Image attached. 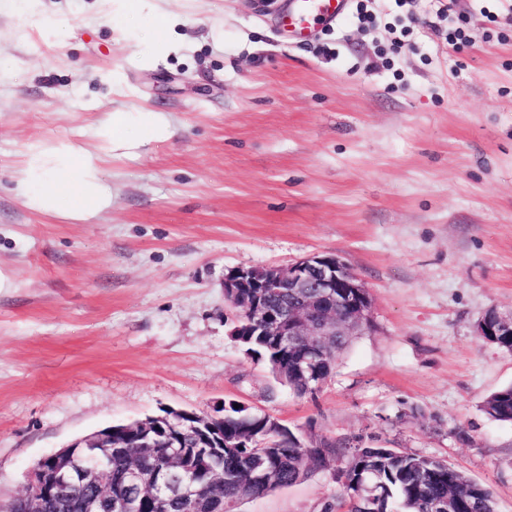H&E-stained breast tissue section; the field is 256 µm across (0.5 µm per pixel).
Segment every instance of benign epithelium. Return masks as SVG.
Returning <instances> with one entry per match:
<instances>
[{
	"instance_id": "1",
	"label": "benign epithelium",
	"mask_w": 512,
	"mask_h": 512,
	"mask_svg": "<svg viewBox=\"0 0 512 512\" xmlns=\"http://www.w3.org/2000/svg\"><path fill=\"white\" fill-rule=\"evenodd\" d=\"M285 291L290 303L271 307L274 292ZM224 297L235 309L234 332L247 327L260 336L275 337L281 354L276 366L283 378H299L308 389L321 387L324 349L332 336H360L372 324V298L361 279L349 266L331 254H313L285 267H239L224 276ZM480 336H511L512 309L488 308L476 324ZM224 417L215 411L199 415L175 410L149 416L122 430L137 436L143 454L170 448L173 470L162 475L154 470L132 467L126 475L134 493L112 498V481L102 479L104 461L112 456V427L92 437L39 458L27 472L25 494L0 502V512H12L22 502L25 512H57L64 501L63 487L78 484L87 489L81 502L83 512H141L147 500L157 499L177 488L196 503L197 489L181 483V458L174 448L177 433L189 432L208 440Z\"/></svg>"
}]
</instances>
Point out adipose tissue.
<instances>
[{"mask_svg": "<svg viewBox=\"0 0 512 512\" xmlns=\"http://www.w3.org/2000/svg\"><path fill=\"white\" fill-rule=\"evenodd\" d=\"M147 0H106L112 14L122 19L146 17L156 33L158 48H165L168 17ZM167 118L158 112L130 115L116 112L94 127L91 136L100 146L94 152L69 139L52 145L36 143L26 151L15 193L31 210L43 213H69L91 217L105 210L112 193L101 178V150L131 149L171 137Z\"/></svg>", "mask_w": 512, "mask_h": 512, "instance_id": "1", "label": "adipose tissue"}]
</instances>
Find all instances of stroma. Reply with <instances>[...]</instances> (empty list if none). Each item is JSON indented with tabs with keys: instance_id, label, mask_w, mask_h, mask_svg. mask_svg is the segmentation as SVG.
<instances>
[{
	"instance_id": "35a3bbf8",
	"label": "stroma",
	"mask_w": 512,
	"mask_h": 512,
	"mask_svg": "<svg viewBox=\"0 0 512 512\" xmlns=\"http://www.w3.org/2000/svg\"><path fill=\"white\" fill-rule=\"evenodd\" d=\"M285 6L161 0L160 50L101 0H0V500L105 426L236 402L445 459L512 512V424L482 410L512 353L476 333L512 308V0H351L303 43ZM144 111L174 133L105 160L96 217L14 196L30 144L95 151L92 127ZM312 254L357 274L374 327L310 398L234 341L224 276ZM336 487L330 466L235 512H331Z\"/></svg>"
}]
</instances>
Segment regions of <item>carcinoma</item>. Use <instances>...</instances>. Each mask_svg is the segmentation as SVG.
Masks as SVG:
<instances>
[{"label": "carcinoma", "mask_w": 512, "mask_h": 512, "mask_svg": "<svg viewBox=\"0 0 512 512\" xmlns=\"http://www.w3.org/2000/svg\"><path fill=\"white\" fill-rule=\"evenodd\" d=\"M236 340L246 351L264 358L274 356L267 336H238ZM483 411L493 420L512 423V385L492 393L483 404ZM255 412L230 403L224 406V431L229 436H254L264 426L254 421ZM303 440L289 432L287 440L275 449L270 477L265 482H254L250 475L257 465L254 448H234L224 457V482L218 488L220 508L232 512L244 498L261 497L276 488H285L305 480L315 470L340 458H347V479L364 476L375 485V497L370 503L356 504L348 493V486L336 478L340 490L336 502L347 512H391L398 505L401 512H432V503L449 499L455 502V512H498L493 491L464 475L446 460L400 453L391 448L351 447L343 441L323 443L318 450L302 447ZM317 457L310 468L300 462ZM133 452L112 453V492L118 493L120 480L133 462ZM154 512H188L186 502L178 496H164L153 506Z\"/></svg>", "instance_id": "carcinoma-1"}]
</instances>
